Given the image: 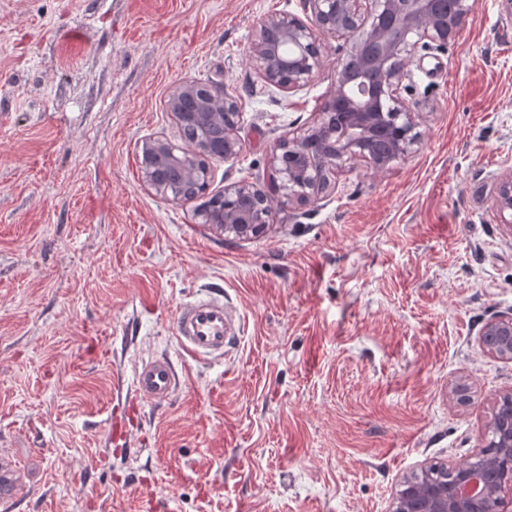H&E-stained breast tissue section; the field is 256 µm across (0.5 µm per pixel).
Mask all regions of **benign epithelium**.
Listing matches in <instances>:
<instances>
[{"label":"benign epithelium","instance_id":"7a95c632","mask_svg":"<svg viewBox=\"0 0 512 512\" xmlns=\"http://www.w3.org/2000/svg\"><path fill=\"white\" fill-rule=\"evenodd\" d=\"M311 19L271 15L258 25L250 60L262 80L292 94L311 81L323 65L322 40L342 38L349 55L336 68V78L319 117L308 133L277 140L270 163L280 176L281 203L317 198L327 191L323 172L347 160L382 169L413 144L412 113L400 95L413 47H445L472 13L473 0H450L446 12L437 0H304ZM168 108L190 134V151L164 140L142 143V181L174 200L201 195L208 189L210 163L228 161L240 149L239 107L224 95L221 83L185 81L171 94ZM494 206L504 223L512 224V174L498 185ZM271 199L254 184L231 182L200 212L202 223L236 237L262 234L270 224ZM480 345L497 357L512 359V316L490 320ZM494 453L508 459L499 468L490 454L448 468L449 480L430 477L427 469L404 478L389 512H484L495 500V512H512V421L503 425Z\"/></svg>","mask_w":512,"mask_h":512}]
</instances>
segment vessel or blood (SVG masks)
Wrapping results in <instances>:
<instances>
[{"label":"vessel or blood","mask_w":512,"mask_h":512,"mask_svg":"<svg viewBox=\"0 0 512 512\" xmlns=\"http://www.w3.org/2000/svg\"><path fill=\"white\" fill-rule=\"evenodd\" d=\"M173 332L179 348L192 360L208 362L224 355L235 336L220 294L197 295L181 303L173 317ZM178 384V373L170 359L145 362L137 371L135 389L140 396L159 403L170 399ZM19 468L12 457L0 454V504L13 503L18 494Z\"/></svg>","instance_id":"obj_1"}]
</instances>
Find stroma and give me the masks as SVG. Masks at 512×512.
Instances as JSON below:
<instances>
[{
	"mask_svg": "<svg viewBox=\"0 0 512 512\" xmlns=\"http://www.w3.org/2000/svg\"><path fill=\"white\" fill-rule=\"evenodd\" d=\"M303 0H0V450L16 512H388L404 476L487 442L512 360L479 334L512 315V18L476 0L444 48H415L407 154L350 161L320 198L275 206L256 238L202 224L199 200L144 186L139 146L188 142L184 81L239 105L240 152L211 190L275 195L270 149L317 119L346 53L287 95L249 61L266 16ZM224 294L241 328L187 360L175 309ZM170 359L166 402L133 385ZM469 389L456 401V385ZM494 206L504 224L512 227V174L499 183L494 195ZM20 472L16 461L3 453L0 454V504L13 503L18 494V478Z\"/></svg>",
	"mask_w": 512,
	"mask_h": 512,
	"instance_id": "1",
	"label": "stroma"
}]
</instances>
